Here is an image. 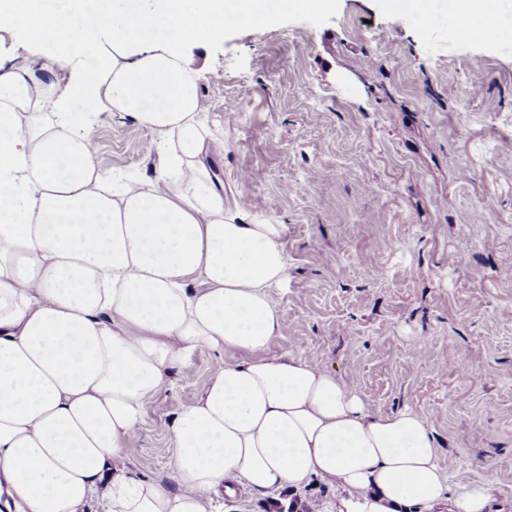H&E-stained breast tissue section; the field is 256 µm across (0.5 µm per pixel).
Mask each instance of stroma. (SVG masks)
<instances>
[{
	"label": "stroma",
	"mask_w": 512,
	"mask_h": 512,
	"mask_svg": "<svg viewBox=\"0 0 512 512\" xmlns=\"http://www.w3.org/2000/svg\"><path fill=\"white\" fill-rule=\"evenodd\" d=\"M406 2L233 19L184 54L206 60L199 92L224 134L211 163L227 197L284 227L288 277L273 295L286 329L268 355L322 365L375 414L414 409L449 490L491 480L492 512H512V0L504 37L486 43L449 32V0L425 13ZM93 135L107 175L156 153V133L116 112L99 110ZM247 358L200 351L193 378L147 404L136 477L175 486L176 414Z\"/></svg>",
	"instance_id": "obj_1"
}]
</instances>
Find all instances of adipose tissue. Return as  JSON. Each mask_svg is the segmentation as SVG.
Segmentation results:
<instances>
[{"label":"adipose tissue","mask_w":512,"mask_h":512,"mask_svg":"<svg viewBox=\"0 0 512 512\" xmlns=\"http://www.w3.org/2000/svg\"><path fill=\"white\" fill-rule=\"evenodd\" d=\"M260 0H0V30L74 61L72 82L0 64V507L5 512H219L240 481L268 494L317 478L339 512H489L491 482L448 499L433 434L376 415L331 371L266 351L285 328L283 225L229 204L207 157L219 138L181 52ZM121 47L101 49L103 33ZM158 136L156 158L103 175L97 90ZM224 365L173 423L175 487L134 476L146 404Z\"/></svg>","instance_id":"1"}]
</instances>
